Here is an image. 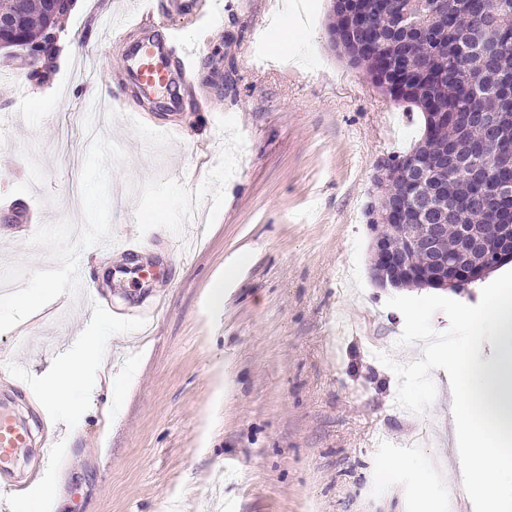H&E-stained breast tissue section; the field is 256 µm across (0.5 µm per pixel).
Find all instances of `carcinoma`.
<instances>
[{
    "instance_id": "carcinoma-1",
    "label": "carcinoma",
    "mask_w": 512,
    "mask_h": 512,
    "mask_svg": "<svg viewBox=\"0 0 512 512\" xmlns=\"http://www.w3.org/2000/svg\"><path fill=\"white\" fill-rule=\"evenodd\" d=\"M425 2L390 0L385 11L370 12L366 32L334 14L330 27H340V52L377 88L423 116L412 148L387 159L394 177L376 185L406 206L409 224H462L491 234L497 224H512V197L497 194L512 181V0H459L446 12ZM19 7L28 31L43 26L40 0H0L3 11ZM492 16L502 23L494 35ZM485 112L498 113L493 134L481 132ZM411 158L448 183L425 207L405 169Z\"/></svg>"
}]
</instances>
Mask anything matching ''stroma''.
<instances>
[{"mask_svg":"<svg viewBox=\"0 0 512 512\" xmlns=\"http://www.w3.org/2000/svg\"><path fill=\"white\" fill-rule=\"evenodd\" d=\"M163 0H78L47 83L0 50V359L43 392L77 337L100 336L109 370L74 392L84 416L42 400L63 422L62 465L32 486L39 512H448L465 489L422 473L457 465L444 370L425 414L396 405L398 379L370 350L413 361L397 341L396 296L371 277L369 211L378 163L407 152L420 113L396 106L351 68L328 31L330 0H303L288 33L263 0H217L195 96L128 93L92 151L83 115L122 65L127 13L181 54L187 21ZM185 135L141 128L133 114ZM26 211L33 226L14 223ZM141 239L115 259L96 234ZM237 262L232 278L224 266ZM80 268L102 307L61 289L20 309L13 292L41 285L46 263ZM222 292H215L216 281ZM162 301L148 336L122 325Z\"/></svg>","mask_w":512,"mask_h":512,"instance_id":"1","label":"stroma"}]
</instances>
